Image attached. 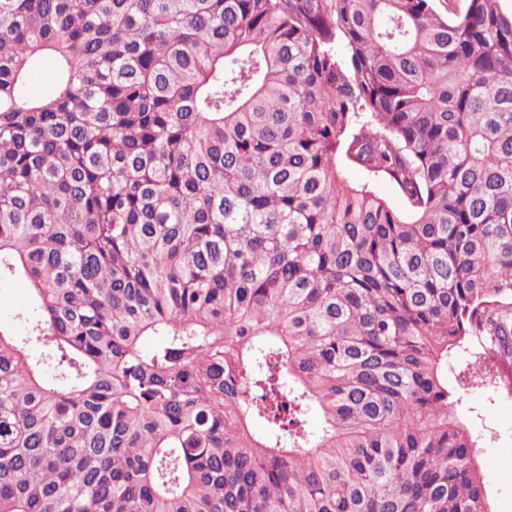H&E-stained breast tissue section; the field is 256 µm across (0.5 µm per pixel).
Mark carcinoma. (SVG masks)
<instances>
[{"label": "carcinoma", "instance_id": "cac0c4a2", "mask_svg": "<svg viewBox=\"0 0 512 512\" xmlns=\"http://www.w3.org/2000/svg\"><path fill=\"white\" fill-rule=\"evenodd\" d=\"M455 2L0 0V512H491L512 9ZM53 69L54 62L50 58H46L40 69L37 70L33 76L32 85L35 91L41 96H51L54 93L55 87L53 84ZM345 178L348 182L357 186L368 187L375 195L383 198L393 209L405 213L407 203L401 195L400 191L390 181L381 177H375L360 169L349 168L344 171ZM30 297L27 288L20 280H2L0 282V325L10 328L21 336L23 329L16 321L14 314L28 308ZM474 352L460 348L449 356L448 388L460 398L458 413L481 447L491 511L512 512V389L495 369L476 373Z\"/></svg>", "mask_w": 512, "mask_h": 512}]
</instances>
